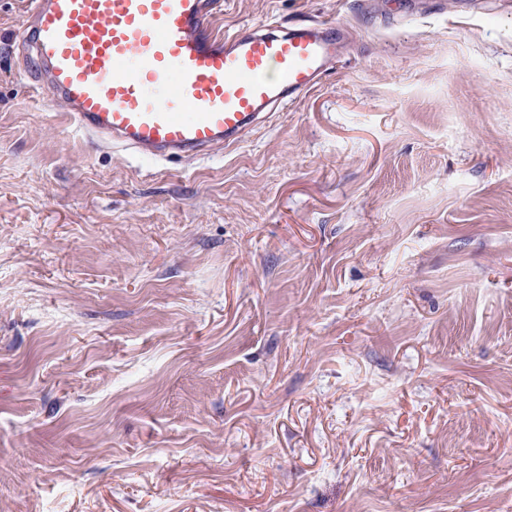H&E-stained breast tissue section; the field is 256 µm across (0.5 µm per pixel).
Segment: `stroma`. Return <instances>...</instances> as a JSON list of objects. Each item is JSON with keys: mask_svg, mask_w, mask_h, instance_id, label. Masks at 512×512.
I'll return each mask as SVG.
<instances>
[{"mask_svg": "<svg viewBox=\"0 0 512 512\" xmlns=\"http://www.w3.org/2000/svg\"><path fill=\"white\" fill-rule=\"evenodd\" d=\"M335 19L187 164L99 149L0 0V512H512V0Z\"/></svg>", "mask_w": 512, "mask_h": 512, "instance_id": "1", "label": "stroma"}]
</instances>
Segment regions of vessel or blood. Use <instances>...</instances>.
<instances>
[{
  "label": "vessel or blood",
  "mask_w": 512,
  "mask_h": 512,
  "mask_svg": "<svg viewBox=\"0 0 512 512\" xmlns=\"http://www.w3.org/2000/svg\"><path fill=\"white\" fill-rule=\"evenodd\" d=\"M219 0H30L25 70L99 145L162 160L238 143L345 55L340 22L215 31Z\"/></svg>",
  "instance_id": "1"
}]
</instances>
